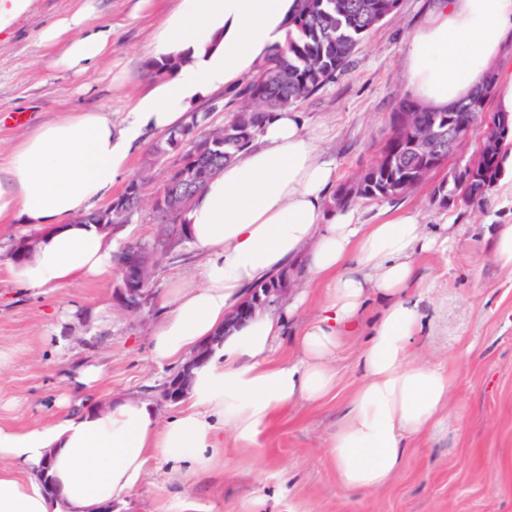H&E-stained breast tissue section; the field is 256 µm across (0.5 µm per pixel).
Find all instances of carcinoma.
Returning <instances> with one entry per match:
<instances>
[{
	"mask_svg": "<svg viewBox=\"0 0 512 512\" xmlns=\"http://www.w3.org/2000/svg\"><path fill=\"white\" fill-rule=\"evenodd\" d=\"M395 11L394 0H301L300 10L288 21L285 42L271 48L258 73L238 91L240 109L224 125L212 129L206 121L219 103L190 113L187 122L153 146L154 154L164 156L185 144L187 149L181 155L185 170L202 167L220 171L254 143L271 113L308 99L345 70L365 35ZM179 65L178 58L167 57L149 61L147 69L154 74L170 73ZM494 80V74H486L466 102L445 111L431 110L408 96L402 98L389 118L391 135L380 149L382 160L363 171L355 184L356 195L366 200L397 199L417 187L414 174L424 159L409 146L411 134L403 126L405 113L417 112L423 122L439 128L463 123L480 129L487 125L485 106ZM504 137L503 131H484L479 159L455 167L450 178L434 186L432 201L441 207L480 206L499 177V142ZM148 181L145 172L112 199V208L95 209L85 220L120 229L148 204L165 232L172 233L173 227L162 214L167 212L175 223L184 224L188 207L167 187L161 193L146 195ZM156 244L155 237L130 242L116 253V264L131 261Z\"/></svg>",
	"mask_w": 512,
	"mask_h": 512,
	"instance_id": "cac0c4a2",
	"label": "carcinoma"
}]
</instances>
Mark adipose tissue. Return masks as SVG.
Masks as SVG:
<instances>
[{
  "mask_svg": "<svg viewBox=\"0 0 512 512\" xmlns=\"http://www.w3.org/2000/svg\"><path fill=\"white\" fill-rule=\"evenodd\" d=\"M97 2L82 0L39 31L49 67L84 72L111 55L112 30L99 22ZM296 8L297 0H179L158 26L151 53L180 64L157 77L121 120L79 111L29 132L0 163V224H27L42 237L31 259L11 265V275L36 293L74 277L111 279L117 241L82 223V215L128 176L146 133L184 123L192 105L232 88L283 43ZM510 35L512 0H434L405 49L412 95L435 109L458 102L496 65ZM335 184L336 169L307 133L303 114H271L259 141L187 211L189 236L204 254L201 278L168 288L150 336L154 362L184 363L222 331L254 287L300 262L326 292L320 314L298 333L299 361L270 359L287 314L255 315L195 370L185 406L163 424L147 399L98 408L101 372L83 368L64 418L24 430L0 424V512H97L126 502L153 458L190 471L211 468L223 429L252 441L276 409L330 392L331 360L373 295L384 309L371 325L359 359L362 382L330 448L343 490L385 483L407 442L428 432L452 396L451 377L411 351L427 299L416 259L447 252L452 237L448 225L427 232L415 212L401 208L382 223H357L353 211L330 209ZM45 458L60 490L54 500L35 473Z\"/></svg>",
  "mask_w": 512,
  "mask_h": 512,
  "instance_id": "ef3b65f1",
  "label": "adipose tissue"
}]
</instances>
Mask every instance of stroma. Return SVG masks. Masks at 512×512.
Segmentation results:
<instances>
[{"label":"stroma","instance_id":"obj_1","mask_svg":"<svg viewBox=\"0 0 512 512\" xmlns=\"http://www.w3.org/2000/svg\"><path fill=\"white\" fill-rule=\"evenodd\" d=\"M433 0H400L374 27L349 67L298 103L309 132L336 164L338 183L352 180L376 159L391 134L389 118L407 96L405 45ZM78 0H34L24 25L0 44V154L31 130L68 113L103 109L120 118L153 82L147 70L154 32L176 0H101L100 21L112 28V58L79 74L44 66L38 31L76 9ZM158 134L146 136L131 158L133 173L149 169V191L163 186L175 155L152 157ZM442 168L400 202L421 223L455 222L447 253L420 257L429 287L417 346L454 380L449 411L423 436L408 442L389 480L368 493L342 490L329 439L341 411L361 382L360 351L380 304L371 301L355 335L344 339L333 361L336 381L315 402L279 409L250 443L225 431L218 465L205 473L171 477L152 463L145 481L119 512H512V277L487 258L482 236L488 216L512 224V205L487 197L483 207L443 208L431 200ZM24 224L0 225V423L26 428L61 417L60 404L79 370L104 366L100 397L144 394L171 369L153 362L149 332L159 303L143 316L112 305L113 282L78 278L40 293L13 280L6 268L11 247L30 234ZM203 258L192 243L155 269L158 294L179 277H200Z\"/></svg>","mask_w":512,"mask_h":512}]
</instances>
